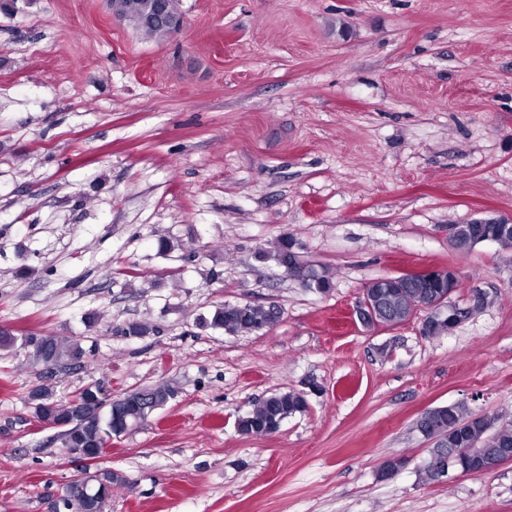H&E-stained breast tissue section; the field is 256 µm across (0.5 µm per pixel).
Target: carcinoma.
Masks as SVG:
<instances>
[{
    "label": "carcinoma",
    "instance_id": "obj_1",
    "mask_svg": "<svg viewBox=\"0 0 512 512\" xmlns=\"http://www.w3.org/2000/svg\"><path fill=\"white\" fill-rule=\"evenodd\" d=\"M496 232L493 222L476 224L472 221L455 225L458 248L464 249L484 235ZM291 240L282 236L275 247L259 255L281 266L291 261L294 276L305 287L327 293L332 288V277L324 270L295 259L290 254ZM448 291V281L439 278L416 280L401 275L381 289L382 319H404L410 311L427 301L437 292ZM278 309L252 303L218 304L207 315L198 318L197 325L204 330L222 332L230 336L252 334L272 328L279 320ZM155 332L147 322L136 320L116 329L128 338H143ZM0 351H22L32 364L50 363L58 370L69 369L86 362L93 349L83 347L74 336L52 332L29 333L22 336L0 335ZM37 399L34 413L65 425L59 431L61 447L72 452L79 448H100L112 437L126 434L144 423L155 411L165 408L178 395L177 386L162 382L149 387L128 390L113 400L99 402L100 411L89 414L85 420L77 419L72 403L82 398L97 400V388L88 387L68 400L56 397L49 386L32 391ZM308 405L306 395L300 391H274L260 400L254 408L237 420L238 431L247 436H269L280 430L290 417L302 413ZM431 414L433 423L425 421ZM421 414L415 429L427 440L436 433L445 435L446 448H470L475 456L464 462V468L478 472L483 461L497 456L501 449L512 448V418L505 420L499 414L476 415L464 404L435 406ZM129 480L121 471L106 468L92 486L70 481L63 486L61 496L53 501V512H107L116 486H126Z\"/></svg>",
    "mask_w": 512,
    "mask_h": 512
}]
</instances>
